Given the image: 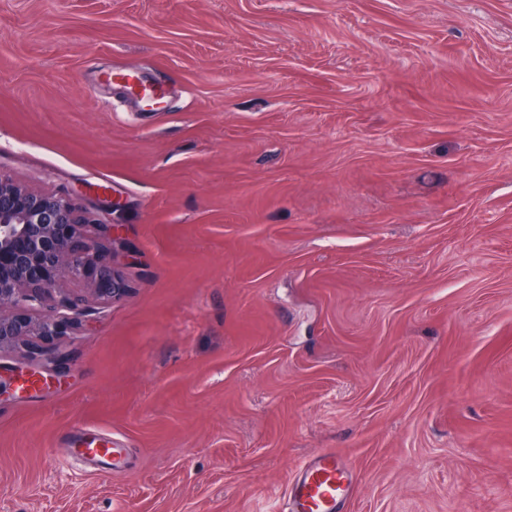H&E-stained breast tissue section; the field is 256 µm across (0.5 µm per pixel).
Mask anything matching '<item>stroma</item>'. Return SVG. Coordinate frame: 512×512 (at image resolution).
<instances>
[{
  "mask_svg": "<svg viewBox=\"0 0 512 512\" xmlns=\"http://www.w3.org/2000/svg\"><path fill=\"white\" fill-rule=\"evenodd\" d=\"M0 174L138 257L0 392V512H281L324 450L341 512H512V0H0ZM113 80L117 82L123 83V87L127 88L130 91H144L146 92L145 97L142 99V104L144 109H147V112H161L164 110L163 99L164 96L155 97L151 94H158L160 90L157 89H147L143 87V85L135 78L129 75L115 74L113 75ZM91 445L92 443L86 444V448H76L72 455L79 459H86L93 470H97L102 464L112 466V457L114 465L119 466L121 448H106V445H103L104 448H91Z\"/></svg>",
  "mask_w": 512,
  "mask_h": 512,
  "instance_id": "1",
  "label": "stroma"
}]
</instances>
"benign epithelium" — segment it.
<instances>
[{
	"label": "benign epithelium",
	"instance_id": "obj_1",
	"mask_svg": "<svg viewBox=\"0 0 512 512\" xmlns=\"http://www.w3.org/2000/svg\"><path fill=\"white\" fill-rule=\"evenodd\" d=\"M123 247L117 224H98L66 193L29 189L0 175V360L24 348L30 360L0 365L7 384L23 389L30 377L43 385L65 379V354L50 348L83 302H115L129 288L115 266L94 263L105 249ZM92 272L86 293L71 283Z\"/></svg>",
	"mask_w": 512,
	"mask_h": 512
}]
</instances>
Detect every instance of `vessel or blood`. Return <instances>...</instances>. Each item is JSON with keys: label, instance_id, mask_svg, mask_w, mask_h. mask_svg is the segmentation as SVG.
<instances>
[{"label": "vessel or blood", "instance_id": "b4317fda", "mask_svg": "<svg viewBox=\"0 0 512 512\" xmlns=\"http://www.w3.org/2000/svg\"><path fill=\"white\" fill-rule=\"evenodd\" d=\"M76 457L86 460L92 468L111 463L119 457L116 448L75 449ZM353 470L335 452H322L310 459L290 483L287 498L288 512H337L352 489Z\"/></svg>", "mask_w": 512, "mask_h": 512}]
</instances>
